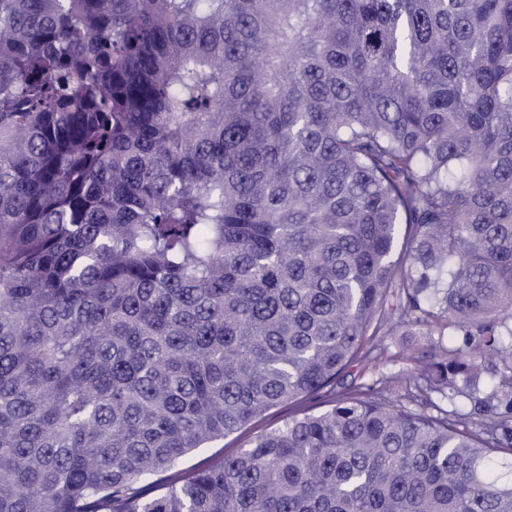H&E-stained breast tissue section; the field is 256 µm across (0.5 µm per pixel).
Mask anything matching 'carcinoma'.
Listing matches in <instances>:
<instances>
[{
	"mask_svg": "<svg viewBox=\"0 0 512 512\" xmlns=\"http://www.w3.org/2000/svg\"><path fill=\"white\" fill-rule=\"evenodd\" d=\"M0 512H512V0H0ZM441 336H423L418 327H408L400 329L396 336H389L386 339L388 345L387 354L381 361L369 363L367 365L361 364L357 366L351 377H348V382L357 378V373L363 369L365 372V379L368 383L378 378L381 374L391 376L396 375L402 369H406L412 362L406 361V357L410 356L412 350L418 346H426L430 342H436ZM322 395V396H321ZM326 393H321L315 398L304 401L299 406H280L266 412L262 417L254 420L239 432L224 437L223 440L209 445L208 448H199L194 451L185 461V468H192L201 465L217 462L226 455L234 453L237 448L252 440L255 436L283 424L291 415L302 412H317L325 408V401L328 399Z\"/></svg>",
	"mask_w": 512,
	"mask_h": 512,
	"instance_id": "carcinoma-1",
	"label": "carcinoma"
}]
</instances>
